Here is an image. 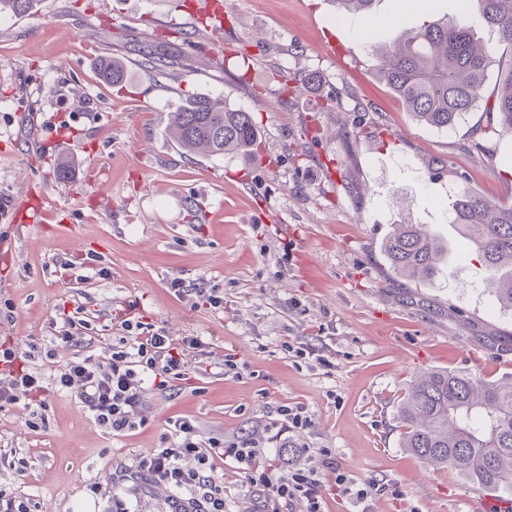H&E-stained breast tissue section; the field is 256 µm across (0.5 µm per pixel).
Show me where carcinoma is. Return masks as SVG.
I'll list each match as a JSON object with an SVG mask.
<instances>
[{"label": "carcinoma", "mask_w": 512, "mask_h": 512, "mask_svg": "<svg viewBox=\"0 0 512 512\" xmlns=\"http://www.w3.org/2000/svg\"><path fill=\"white\" fill-rule=\"evenodd\" d=\"M512 47V0H463ZM36 0H0V17L30 13ZM380 78L412 116L451 129L482 98L494 52L477 45L471 31L451 22L425 21L403 39L375 53ZM103 77L125 82L124 64L110 60ZM489 112L493 135L512 134V69L500 81ZM169 131L182 147L206 155L245 153L256 141L249 113L206 96L187 100L171 115ZM449 223L482 261L483 287L512 309V205L503 206L464 189ZM393 271L430 283L450 261V247L423 224H396L383 244ZM404 447L422 464L448 468L484 491L512 490V379L480 382L450 371L417 378L399 410Z\"/></svg>", "instance_id": "carcinoma-1"}]
</instances>
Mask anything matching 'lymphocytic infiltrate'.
<instances>
[{
  "label": "lymphocytic infiltrate",
  "instance_id": "lymphocytic-infiltrate-1",
  "mask_svg": "<svg viewBox=\"0 0 512 512\" xmlns=\"http://www.w3.org/2000/svg\"><path fill=\"white\" fill-rule=\"evenodd\" d=\"M201 339L168 336L159 331L137 337L127 346L113 348L107 364L74 355L54 374L55 388L74 391L93 420L115 434L135 429L134 410L144 393L145 382L162 388L173 381L188 380ZM26 393L36 408L46 406L41 374L17 366L12 349L0 345V408L14 404ZM174 442L151 450L138 461L140 475L173 489L188 490V497L172 498L171 512H227L226 493L217 480L218 462L235 465L256 502L254 512H280L281 504L298 512H327V499L317 470L300 453L270 461L265 446L254 440L215 437L201 439L188 420L173 423ZM193 459L187 469L183 459Z\"/></svg>",
  "mask_w": 512,
  "mask_h": 512
}]
</instances>
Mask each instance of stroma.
<instances>
[{"label":"stroma","instance_id":"1","mask_svg":"<svg viewBox=\"0 0 512 512\" xmlns=\"http://www.w3.org/2000/svg\"><path fill=\"white\" fill-rule=\"evenodd\" d=\"M224 2L217 36L178 0H39L0 19V343L46 377L76 353L108 358L131 316L205 344L191 382L147 386L142 425L122 435L71 391L52 393L41 420L23 396L0 409V489L31 512H108L117 492L129 512H168L171 490L138 478L137 461L170 421L204 438L257 437L277 406L300 402L313 425L295 446L333 449L337 469L376 484L371 512H488L502 493L423 466L398 410L424 371L512 376V310L482 287L477 255L448 222L464 187L512 204V175L499 171L512 135L485 132L512 48L461 0H436L432 19L496 47L482 105L439 130L379 79L366 37L420 25L406 0H375L367 17L341 15L334 0ZM242 45L245 74L224 61ZM150 52L165 67L144 71ZM113 56L128 72L119 85L99 73ZM283 67L318 79L281 98ZM203 95L251 113L257 153L203 156L169 135L172 113ZM21 201L51 218L13 222ZM405 217L462 255L434 284L386 263L382 244ZM202 289L222 307L202 303ZM64 312L81 326L66 329ZM286 337L328 365L293 362ZM34 341L54 361L30 358ZM228 359L240 374L225 373Z\"/></svg>","mask_w":512,"mask_h":512}]
</instances>
